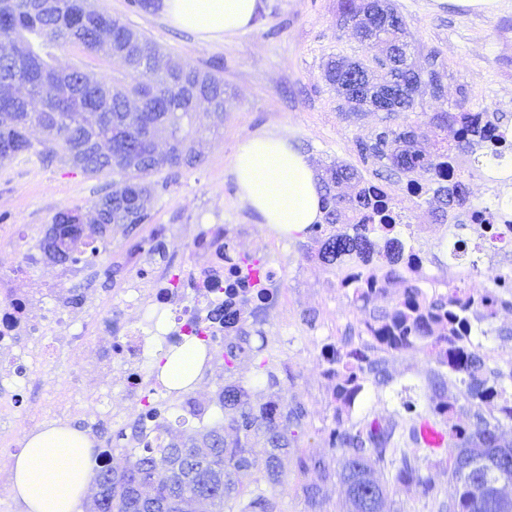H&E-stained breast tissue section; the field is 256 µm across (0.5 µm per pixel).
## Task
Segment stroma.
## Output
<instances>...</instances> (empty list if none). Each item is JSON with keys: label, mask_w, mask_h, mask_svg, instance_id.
I'll use <instances>...</instances> for the list:
<instances>
[{"label": "stroma", "mask_w": 512, "mask_h": 512, "mask_svg": "<svg viewBox=\"0 0 512 512\" xmlns=\"http://www.w3.org/2000/svg\"><path fill=\"white\" fill-rule=\"evenodd\" d=\"M94 3L143 32L160 48L162 59L198 65L218 62L229 96L219 130L207 137L202 163L181 170L176 180L168 182L167 191L148 202L153 221L141 225L139 235L146 237L154 228H163V255L136 249L134 238L113 229L105 252L92 268L91 285L99 291L130 287L139 271L150 270L166 255L195 264L198 257L192 240L202 230L214 224L254 226V236L244 241L240 251L280 267L285 292L284 304L271 320L266 350L277 367L290 372L282 382L285 395L299 397L312 413L307 436L284 457L289 489L276 492L275 497L280 512H312L295 491L307 480L296 468L297 456H324L333 464L339 460L326 448L321 433L332 418L333 401L332 387L318 364V343L328 336L345 335L357 318L336 288L335 268L310 258V237L278 235L240 200L232 173L235 153L252 136L284 134L306 154L312 167L344 162L365 179L383 183L393 201L409 205L411 227L406 234L425 252L429 275L447 283V225L433 221L427 204H409L408 179L363 161L356 142L386 122L411 126L421 149L428 151L433 147L430 117L461 108L482 109L512 121V0H499L491 12L459 7L450 0H391L404 19L407 41L416 48V66L435 71L443 87L441 97L419 98L403 114L350 111L327 85L322 64L328 57L366 61L383 53L382 47L362 46L352 29L337 26L339 0H262L255 29L221 42L204 41L173 28L159 13L132 12L127 0ZM56 65L110 79L123 76L116 60L76 47L59 51ZM103 184V179L88 177L58 159L43 163L25 153L0 163V277L32 258L37 261L32 283L56 271V264L40 250V240L58 211L89 208ZM431 368L423 351L390 356L391 384L380 394H367L355 418L394 413L405 388L412 397H423ZM378 477L389 492L386 512H433L414 487L395 481L393 469L379 471Z\"/></svg>", "instance_id": "stroma-1"}]
</instances>
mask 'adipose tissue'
<instances>
[{
	"label": "adipose tissue",
	"instance_id": "adipose-tissue-1",
	"mask_svg": "<svg viewBox=\"0 0 512 512\" xmlns=\"http://www.w3.org/2000/svg\"><path fill=\"white\" fill-rule=\"evenodd\" d=\"M261 0H161L167 23L206 41L250 32ZM243 202L279 234L297 238L321 223L317 180L307 157L287 137L261 134L242 143L232 168ZM204 361L195 340L167 352L159 366L168 387L191 389ZM96 464L80 431L48 426L33 433L15 457L12 492L24 512H77Z\"/></svg>",
	"mask_w": 512,
	"mask_h": 512
}]
</instances>
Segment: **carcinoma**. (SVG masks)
Masks as SVG:
<instances>
[{
  "instance_id": "1",
  "label": "carcinoma",
  "mask_w": 512,
  "mask_h": 512,
  "mask_svg": "<svg viewBox=\"0 0 512 512\" xmlns=\"http://www.w3.org/2000/svg\"><path fill=\"white\" fill-rule=\"evenodd\" d=\"M340 20H349L357 36L373 37L387 46L405 45L401 40L404 20L388 4L375 10L368 0H340ZM70 46L104 57L116 58L128 81L112 82L80 69L54 66L56 53ZM401 67L362 64L363 77L349 76L351 63L330 59L324 78L350 106H373L385 90L410 94L435 82V73L423 81L408 61ZM227 89L219 66H195L169 62L159 66L156 46L141 32L89 0H0V162L32 153L44 161L58 157L91 177L107 182L90 209L58 212L51 230L40 241L48 259L59 264H90L100 255L112 227L126 236L152 220L145 199L168 183H152L146 177L166 170L176 176L201 162L200 131L193 128L198 101L217 118L224 117ZM431 124L439 131L454 130V144L444 137L433 152L417 148L412 131L383 125L366 141L356 143L358 154L375 163H388L409 176L423 171L431 176L435 220L448 221L451 211L467 200L465 187H450L444 171L455 151H468L486 138L474 125L471 113L437 112ZM39 128L45 138L35 142L30 131ZM167 142L158 150L157 140ZM322 197L323 223L309 228L317 244L316 256L327 266L354 264L366 259L370 280L387 286L391 277L388 247L380 244L391 217L385 205L352 166L333 163L317 175ZM346 183L348 194L336 192ZM163 230L137 241L152 254L163 253ZM242 271L256 287L264 286L266 268L256 256L237 258ZM470 285L454 286L448 294L426 297L416 282L406 281L405 293L359 319L357 336H376L383 326L396 339L426 343L438 364L429 376L424 399H404L402 411L389 417L355 420L346 398L370 385L378 392L392 378L378 366L370 376L344 364L337 352L342 374L333 390L332 421L322 428L324 443L339 454V468L331 473L324 457L300 456V472L313 479L299 491L314 512L324 500V486L337 478L344 488L350 512H383L386 486L374 478L373 466L397 465L396 480L413 485L425 498L437 499L430 480L421 475L418 423L427 418L448 432V499L438 502V512H496L495 494L512 486V441L503 429L512 427V415L500 414L495 401L512 392V365L503 368L487 354L481 339L489 331L472 329V348H463L458 363L448 367V337L462 335L465 309L474 293ZM485 310L480 322L498 318L497 297L506 295L512 305V274L500 273L482 285ZM266 345H252L251 334L241 329L224 338L218 360L224 367V387L216 405L222 411L208 415L209 407L182 391H171L175 403L198 426L181 438L171 437V424L159 407L145 417L155 421L153 433L138 435L137 446L120 452L123 465H112L109 449H98L105 464L93 472L97 488L86 512H278L274 496L257 486L247 489L239 477L263 473L272 486L284 487L288 479L281 455L298 442L310 427V411L297 396H275L255 407L251 389L236 378L240 364H255V384L272 390L280 386L275 367L264 355ZM449 368L445 374L442 368Z\"/></svg>"
}]
</instances>
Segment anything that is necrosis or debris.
Listing matches in <instances>:
<instances>
[{"mask_svg": "<svg viewBox=\"0 0 512 512\" xmlns=\"http://www.w3.org/2000/svg\"><path fill=\"white\" fill-rule=\"evenodd\" d=\"M457 223L496 254L512 252V203L488 208L471 204L458 210ZM247 224L226 229L213 225L196 239L193 251L205 258L202 266L172 275L176 259L155 268L147 287L127 288L120 306L97 296L93 289L66 298L59 284L82 277V269H60L42 287L26 285L23 272L0 279V447L18 448L27 426L47 419L62 424L85 413V426L99 432L103 423L123 427L125 419L112 412V395L120 393L132 410L146 409L165 396L164 385L149 367L154 352L179 345L194 317L204 316L211 301L223 298L212 291V280L227 281L235 273L233 254L225 240L250 237ZM96 310L93 321L78 316L80 308ZM72 364L68 381L47 388V369ZM122 385L113 389L112 374Z\"/></svg>", "mask_w": 512, "mask_h": 512, "instance_id": "obj_1", "label": "necrosis or debris"}]
</instances>
